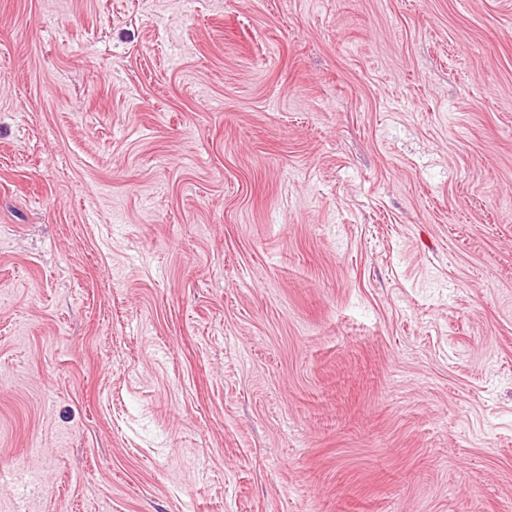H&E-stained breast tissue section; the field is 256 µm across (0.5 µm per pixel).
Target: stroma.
<instances>
[{
	"label": "stroma",
	"instance_id": "35a3bbf8",
	"mask_svg": "<svg viewBox=\"0 0 512 512\" xmlns=\"http://www.w3.org/2000/svg\"><path fill=\"white\" fill-rule=\"evenodd\" d=\"M0 512H512V0H0Z\"/></svg>",
	"mask_w": 512,
	"mask_h": 512
}]
</instances>
